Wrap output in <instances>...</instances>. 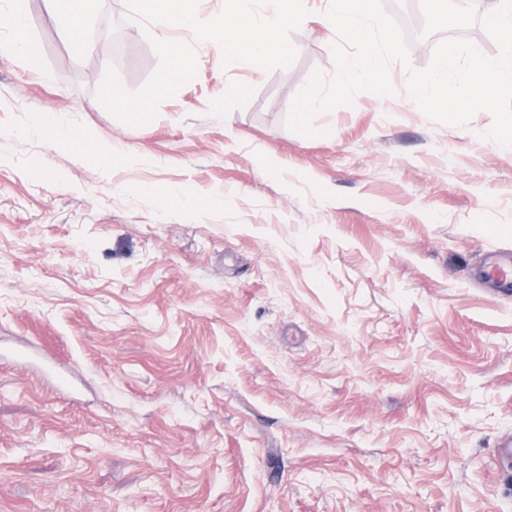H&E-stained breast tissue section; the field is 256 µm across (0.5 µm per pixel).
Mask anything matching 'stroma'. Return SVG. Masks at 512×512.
Instances as JSON below:
<instances>
[{"label":"stroma","mask_w":512,"mask_h":512,"mask_svg":"<svg viewBox=\"0 0 512 512\" xmlns=\"http://www.w3.org/2000/svg\"><path fill=\"white\" fill-rule=\"evenodd\" d=\"M329 0L290 67L224 66L187 30L194 80L130 126L98 100L159 58L126 0L125 44L71 54L50 0H26L32 69L0 22V512H512L493 453L512 437V148L427 117L407 91L285 121L332 76ZM246 85L225 99L224 87ZM56 114L117 152L109 172L38 134ZM277 171L264 174L267 162ZM170 190L209 193L168 209ZM49 356L74 389L59 392Z\"/></svg>","instance_id":"stroma-1"}]
</instances>
